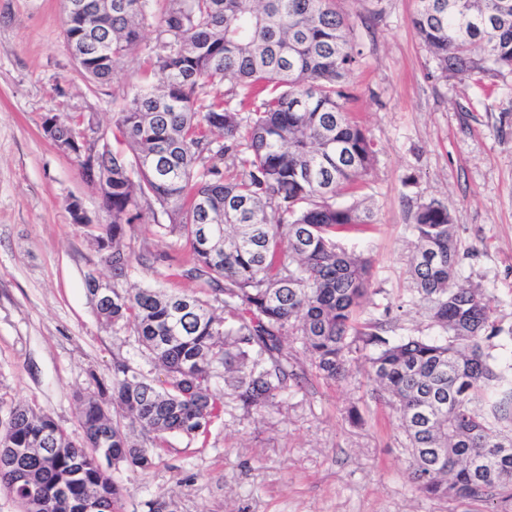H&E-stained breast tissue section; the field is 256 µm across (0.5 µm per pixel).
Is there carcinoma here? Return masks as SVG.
Instances as JSON below:
<instances>
[{
    "mask_svg": "<svg viewBox=\"0 0 512 512\" xmlns=\"http://www.w3.org/2000/svg\"><path fill=\"white\" fill-rule=\"evenodd\" d=\"M83 2L65 40L95 38L78 66L104 83L139 42L149 0H112L110 15L101 0ZM411 25L445 80L512 72V0H419ZM159 39L160 82L139 87L116 113L113 136L125 149L101 144L94 170L75 160L112 216L91 234L112 269L109 299L95 298L97 276L86 275L96 315L133 329L164 381L116 361L111 387L78 397L77 440L50 416L15 407L0 432V489L20 512H122L124 489L110 470L145 472L167 437H206L226 399L248 414L302 387L305 373L285 347L293 336L326 381L347 380L356 356L368 362L371 398L397 414L417 491L512 505V386L490 363L493 340L512 339V328L499 325L489 296L458 283L474 249L462 247L441 201L410 214V291L437 335L395 336L401 304L361 319L371 260L339 235L373 224L374 211L336 196L356 193L376 150L347 109L360 52L335 0H167ZM215 80L242 90L237 107L207 98ZM46 122L50 139L80 143L81 116ZM154 203L169 213L164 231L190 244L177 275L206 284V297L118 287L126 227ZM221 378L222 396L213 388ZM125 418L143 441L131 439Z\"/></svg>",
    "mask_w": 512,
    "mask_h": 512,
    "instance_id": "1",
    "label": "carcinoma"
}]
</instances>
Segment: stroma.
<instances>
[{"label": "stroma", "instance_id": "obj_1", "mask_svg": "<svg viewBox=\"0 0 512 512\" xmlns=\"http://www.w3.org/2000/svg\"><path fill=\"white\" fill-rule=\"evenodd\" d=\"M352 26L359 65L349 109L376 145L360 191L373 226L343 232L369 256L374 294L363 315L403 305L397 335H434L423 303L411 302L414 236L410 212L437 199L463 247L460 280L477 284L512 327V74L484 81L438 76L436 61L410 24L416 0H336ZM164 0H150L142 39L104 84L89 82L64 38L62 0H0V424L12 407L47 414L79 436L78 394L112 382L115 360L148 377L159 372L136 336L103 326L85 287L111 270L73 223L80 199L92 224L105 223L96 188L73 156L43 134L47 116L81 114L105 133L135 87L154 81ZM161 208L143 209L127 230L125 288L194 290L172 275L188 259L186 240L166 235ZM286 346L306 371L303 389L250 415L225 409L204 441L170 437L145 473L121 471L124 512H487L479 502L432 500L407 479L409 456L395 420L377 406L364 361L341 383L317 376L300 343ZM357 406L363 422L345 411Z\"/></svg>", "mask_w": 512, "mask_h": 512}]
</instances>
